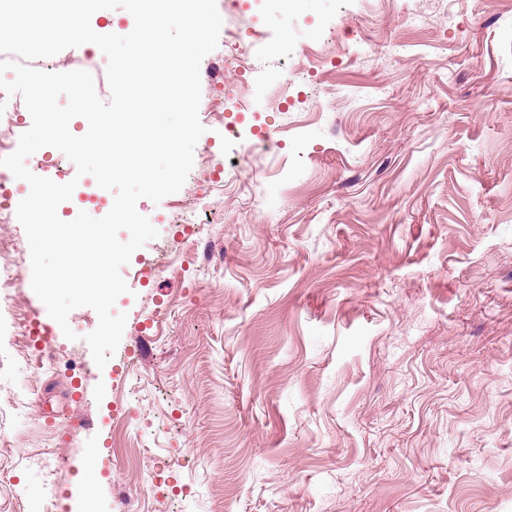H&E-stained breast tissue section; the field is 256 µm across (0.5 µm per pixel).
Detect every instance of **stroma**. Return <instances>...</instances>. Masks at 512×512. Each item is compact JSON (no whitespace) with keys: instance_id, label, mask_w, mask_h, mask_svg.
Here are the masks:
<instances>
[{"instance_id":"1","label":"stroma","mask_w":512,"mask_h":512,"mask_svg":"<svg viewBox=\"0 0 512 512\" xmlns=\"http://www.w3.org/2000/svg\"><path fill=\"white\" fill-rule=\"evenodd\" d=\"M216 5L252 71L218 123L223 48L201 62L209 164L137 203L159 235L121 269L116 352L94 363L88 307L45 367L0 344V512L54 486L58 512H512V0ZM52 156L68 216L98 185ZM89 448L98 477L36 466ZM214 215L212 211L199 209L193 202H187L173 216V220L174 224H183L184 230L190 228L193 231L196 224L216 223Z\"/></svg>"}]
</instances>
